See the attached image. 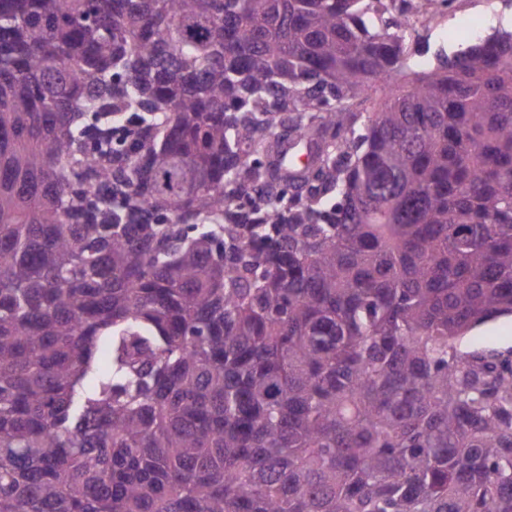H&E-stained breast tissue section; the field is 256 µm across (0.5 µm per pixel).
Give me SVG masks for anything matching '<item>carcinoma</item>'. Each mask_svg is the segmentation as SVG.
Returning a JSON list of instances; mask_svg holds the SVG:
<instances>
[{"label": "carcinoma", "instance_id": "1", "mask_svg": "<svg viewBox=\"0 0 512 512\" xmlns=\"http://www.w3.org/2000/svg\"><path fill=\"white\" fill-rule=\"evenodd\" d=\"M420 2L0 0V512H512V31ZM416 22L410 47L412 61L418 70H428L436 63L441 52L450 55L478 37H486L495 29H511L512 0H446ZM500 18L505 27L495 24ZM478 23V36L471 25ZM423 68V69H421ZM478 342L500 352L512 350V316L490 321L470 332L461 343L464 350Z\"/></svg>", "mask_w": 512, "mask_h": 512}]
</instances>
